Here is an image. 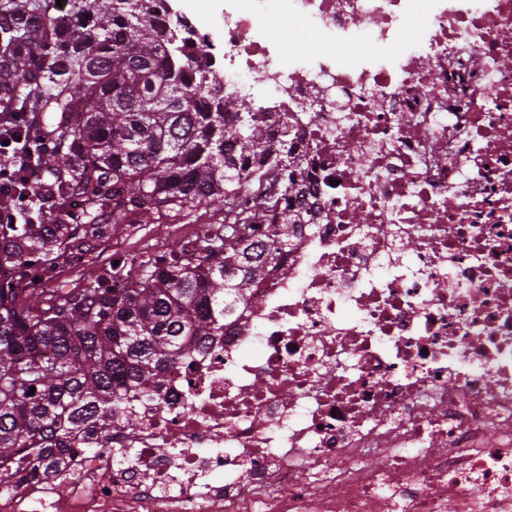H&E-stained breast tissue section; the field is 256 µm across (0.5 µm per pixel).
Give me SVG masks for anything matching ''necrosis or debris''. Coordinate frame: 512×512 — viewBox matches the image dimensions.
I'll list each match as a JSON object with an SVG mask.
<instances>
[{
  "mask_svg": "<svg viewBox=\"0 0 512 512\" xmlns=\"http://www.w3.org/2000/svg\"><path fill=\"white\" fill-rule=\"evenodd\" d=\"M195 2L144 6L290 132L302 222L223 335L0 512H512V0Z\"/></svg>",
  "mask_w": 512,
  "mask_h": 512,
  "instance_id": "obj_1",
  "label": "necrosis or debris"
}]
</instances>
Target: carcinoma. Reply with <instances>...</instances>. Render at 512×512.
Returning a JSON list of instances; mask_svg holds the SVG:
<instances>
[{
	"label": "carcinoma",
	"mask_w": 512,
	"mask_h": 512,
	"mask_svg": "<svg viewBox=\"0 0 512 512\" xmlns=\"http://www.w3.org/2000/svg\"><path fill=\"white\" fill-rule=\"evenodd\" d=\"M51 2L0 0V113H25L30 162L51 184H15L24 205L0 222L5 461L55 460L67 429L111 423L122 390L164 384L220 335L301 223L281 200L304 195L290 134L271 138L268 113L194 71L175 26L148 19L143 0H66L61 12ZM226 109L237 111L231 127ZM75 189L85 224L72 219ZM212 220L216 233L171 241L136 266L90 267L82 288L26 287L52 281L60 259L86 255L112 224ZM270 224L265 245L256 234Z\"/></svg>",
	"instance_id": "carcinoma-1"
}]
</instances>
